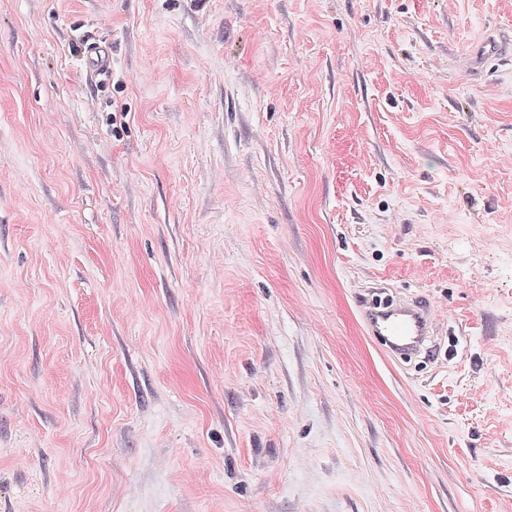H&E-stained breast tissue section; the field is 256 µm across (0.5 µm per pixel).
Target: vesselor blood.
Returning <instances> with one entry per match:
<instances>
[{"label":"vessel or blood","mask_w":512,"mask_h":512,"mask_svg":"<svg viewBox=\"0 0 512 512\" xmlns=\"http://www.w3.org/2000/svg\"><path fill=\"white\" fill-rule=\"evenodd\" d=\"M500 52V41L488 34L470 49L468 59L477 68L496 59ZM84 59L90 72L111 76L112 58L100 46L87 45ZM357 306L368 334L382 344L391 358L405 362L415 358L437 360L439 329L436 315L426 301L413 294H390L387 284L373 281L358 293Z\"/></svg>","instance_id":"obj_1"}]
</instances>
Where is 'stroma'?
<instances>
[{
	"label": "stroma",
	"mask_w": 512,
	"mask_h": 512,
	"mask_svg": "<svg viewBox=\"0 0 512 512\" xmlns=\"http://www.w3.org/2000/svg\"><path fill=\"white\" fill-rule=\"evenodd\" d=\"M489 31L512 0H0V512H512ZM374 280L456 356L391 359ZM484 40L480 44L473 46L468 53L471 66L477 70L487 62L495 60L501 52V41L493 35H485ZM86 68L97 76L109 77L112 74V56L96 44H89L84 49Z\"/></svg>",
	"instance_id": "1"
}]
</instances>
